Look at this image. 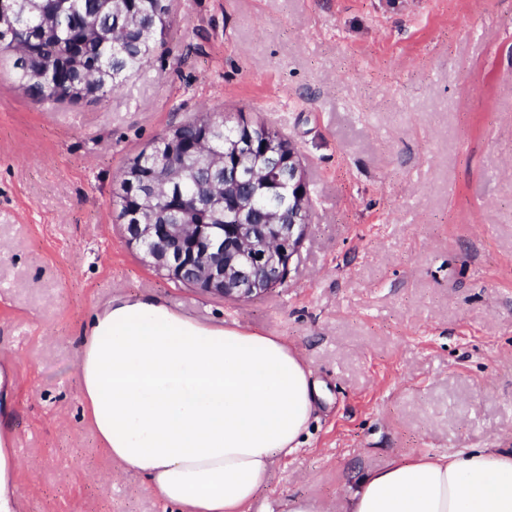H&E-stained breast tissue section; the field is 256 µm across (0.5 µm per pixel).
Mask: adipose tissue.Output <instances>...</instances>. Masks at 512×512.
Listing matches in <instances>:
<instances>
[{
  "mask_svg": "<svg viewBox=\"0 0 512 512\" xmlns=\"http://www.w3.org/2000/svg\"><path fill=\"white\" fill-rule=\"evenodd\" d=\"M78 374L112 458L182 512H246L321 396L280 339L206 327L144 296L94 314ZM340 512H512V448L396 458L356 478Z\"/></svg>",
  "mask_w": 512,
  "mask_h": 512,
  "instance_id": "ef3b65f1",
  "label": "adipose tissue"
}]
</instances>
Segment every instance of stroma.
<instances>
[{
  "label": "stroma",
  "mask_w": 512,
  "mask_h": 512,
  "mask_svg": "<svg viewBox=\"0 0 512 512\" xmlns=\"http://www.w3.org/2000/svg\"><path fill=\"white\" fill-rule=\"evenodd\" d=\"M283 133L311 189L281 285L232 301L129 248L113 191L170 124ZM147 296L296 348L323 396L248 512H336L408 454L512 448V0H174L104 100L36 103L0 61V442L16 512H176L113 460L77 361L94 311Z\"/></svg>",
  "instance_id": "35a3bbf8"
}]
</instances>
